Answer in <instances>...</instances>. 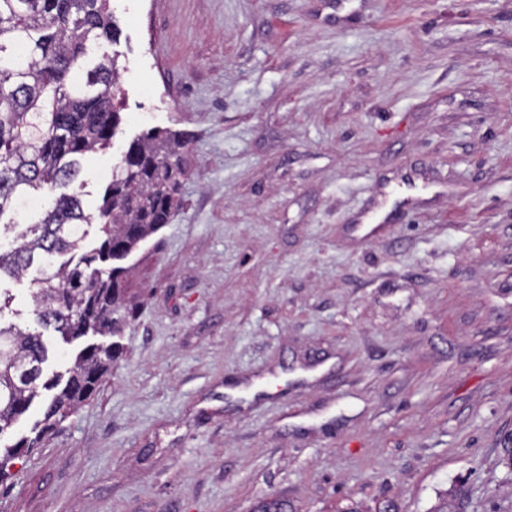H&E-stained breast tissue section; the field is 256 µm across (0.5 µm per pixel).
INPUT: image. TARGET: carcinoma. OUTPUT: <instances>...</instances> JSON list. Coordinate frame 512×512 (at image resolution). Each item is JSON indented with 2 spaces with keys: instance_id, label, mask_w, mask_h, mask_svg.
Here are the masks:
<instances>
[{
  "instance_id": "cac0c4a2",
  "label": "carcinoma",
  "mask_w": 512,
  "mask_h": 512,
  "mask_svg": "<svg viewBox=\"0 0 512 512\" xmlns=\"http://www.w3.org/2000/svg\"><path fill=\"white\" fill-rule=\"evenodd\" d=\"M118 29L110 0H0V216L43 194L51 207L37 224H6L15 246L0 249V279L42 266L31 300L39 322L69 344L89 334L116 333L129 308L121 279L125 259L163 225L182 202L190 171L186 133L158 130L135 140L112 174L98 208V246L75 265L52 258L81 248L92 223L80 198L65 188L81 159L108 147L121 122L118 61L99 52ZM48 347L40 334L0 325V434L25 416L43 392L35 436L0 451V479L24 450L35 447L72 410L94 395L122 348L88 344L68 376L48 378ZM255 512H293L287 500L267 497Z\"/></svg>"
}]
</instances>
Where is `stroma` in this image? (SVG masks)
Returning a JSON list of instances; mask_svg holds the SVG:
<instances>
[{
	"mask_svg": "<svg viewBox=\"0 0 512 512\" xmlns=\"http://www.w3.org/2000/svg\"><path fill=\"white\" fill-rule=\"evenodd\" d=\"M131 142L188 132L134 316L0 512H512V0H111ZM0 280V322L63 343Z\"/></svg>",
	"mask_w": 512,
	"mask_h": 512,
	"instance_id": "obj_1",
	"label": "stroma"
}]
</instances>
